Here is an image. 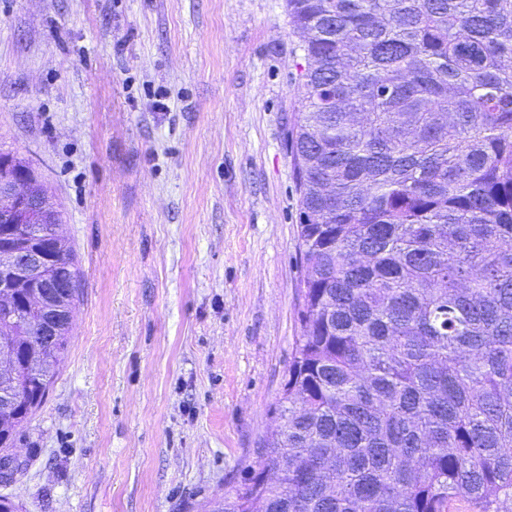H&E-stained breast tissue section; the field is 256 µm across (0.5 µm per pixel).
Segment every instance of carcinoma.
<instances>
[{
	"instance_id": "1",
	"label": "carcinoma",
	"mask_w": 512,
	"mask_h": 512,
	"mask_svg": "<svg viewBox=\"0 0 512 512\" xmlns=\"http://www.w3.org/2000/svg\"><path fill=\"white\" fill-rule=\"evenodd\" d=\"M287 2L302 332L224 512H512V0Z\"/></svg>"
}]
</instances>
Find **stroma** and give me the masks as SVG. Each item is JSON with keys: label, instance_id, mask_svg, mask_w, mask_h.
Segmentation results:
<instances>
[{"label": "stroma", "instance_id": "35a3bbf8", "mask_svg": "<svg viewBox=\"0 0 512 512\" xmlns=\"http://www.w3.org/2000/svg\"><path fill=\"white\" fill-rule=\"evenodd\" d=\"M301 44L286 0H0V152L81 274L20 512H205L257 466L301 334Z\"/></svg>", "mask_w": 512, "mask_h": 512}]
</instances>
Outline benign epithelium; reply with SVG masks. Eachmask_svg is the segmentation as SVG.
Returning a JSON list of instances; mask_svg holds the SVG:
<instances>
[{"mask_svg":"<svg viewBox=\"0 0 512 512\" xmlns=\"http://www.w3.org/2000/svg\"><path fill=\"white\" fill-rule=\"evenodd\" d=\"M0 223L29 226L28 235L17 245L0 247V320L10 325L20 322L18 307L14 304L15 291L28 290L33 307H47L54 320L70 323L71 295L77 291L75 279L51 281L46 271L56 257L48 250V235L41 225H52L51 235H57L60 223L57 207L37 182L35 170L20 159L10 156L0 158ZM30 335L47 337L52 343L59 335V328L48 327L44 322L23 326ZM16 338H0V413L12 414L19 401L20 375L14 373Z\"/></svg>","mask_w":512,"mask_h":512,"instance_id":"1","label":"benign epithelium"}]
</instances>
